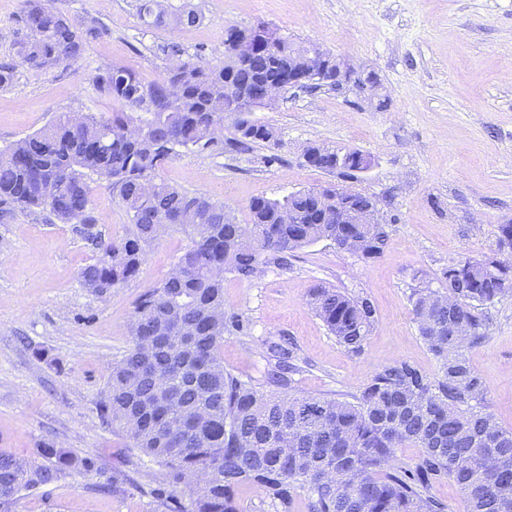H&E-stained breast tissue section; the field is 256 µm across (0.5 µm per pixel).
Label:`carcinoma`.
<instances>
[{
    "label": "carcinoma",
    "mask_w": 512,
    "mask_h": 512,
    "mask_svg": "<svg viewBox=\"0 0 512 512\" xmlns=\"http://www.w3.org/2000/svg\"><path fill=\"white\" fill-rule=\"evenodd\" d=\"M143 25L194 27L188 8L167 17L160 0H138ZM28 34L19 55L36 70L75 62L83 52L78 31L41 0H25ZM238 30L224 33V65L207 68L181 60L162 82L147 83L120 65L96 77L98 89L130 108L107 119L60 115L56 123L0 151V210L39 208L61 224L90 230V189L84 171L119 189L131 228L120 242L100 243L97 261L80 272L86 288L117 286L135 276L145 247L183 207L194 208L192 245L180 257L183 273L142 295L130 323L131 346L109 372L98 401L101 417L116 423L132 447L166 469V487L155 494L169 512H239L236 494L262 492L286 508L305 489L312 512H445L428 489L446 478L462 493V512H512V430L502 428L487 402V389L466 350L486 338L484 306L512 293V224L499 225L496 258L453 259L441 272L454 302L432 299L433 290L412 295L419 335L439 364L430 377L407 361L377 371L353 397L292 393L301 371L293 351L270 347L274 360L269 395L224 369V334L242 331L232 316L220 325L211 311L224 309L221 268L244 277L267 261L288 268L294 253L326 239L357 245V257L380 255L389 233L384 224H319L304 191L281 199L257 197L251 223L238 224L224 204L190 194L158 177L186 141L197 150L244 152L275 139L273 127L242 112L224 113V86L252 92L281 79L300 56L301 44L279 38L274 54L242 60L229 52ZM153 106L142 120L133 111ZM236 118L239 137L214 134L224 116ZM360 151L326 149L310 166L347 178L368 167ZM293 211L301 224L282 223ZM309 305L336 340L361 353L374 322L368 299L317 284ZM421 449L411 463L397 459L405 445ZM38 458L0 451V512H13L23 490L55 482L67 470H92L89 457L45 443ZM190 494L186 507L178 495Z\"/></svg>",
    "instance_id": "cac0c4a2"
}]
</instances>
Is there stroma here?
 <instances>
[{
    "label": "stroma",
    "instance_id": "35a3bbf8",
    "mask_svg": "<svg viewBox=\"0 0 512 512\" xmlns=\"http://www.w3.org/2000/svg\"><path fill=\"white\" fill-rule=\"evenodd\" d=\"M168 14L186 7L202 16L189 28H146L137 0H50L86 37L77 63L41 72L23 64V0H0V149L53 124L64 112L110 116L119 101L94 77L111 65L147 82L163 79L178 46L204 66L224 61V31L268 26L345 58L358 76L375 75L368 94L291 90L274 108L251 112L271 125L275 141L242 153L178 149L161 170L166 182L223 203L237 223L249 204L339 184L374 197L389 241L364 260L321 240L297 252L289 269L264 266L242 278L224 274V307L242 331L225 335L226 370L262 386L268 346L288 338L303 368L298 395L352 398L384 366L409 362L428 375L437 363L413 318L414 288L444 289L441 272L461 255L496 248L499 225L512 222V0H163ZM320 145L371 158L355 178L309 167L303 153ZM278 156L268 165L267 156ZM93 231L61 224L45 211L0 216V450L30 458L51 443L95 458L94 470H69L21 492L15 512H167L154 494L161 467L132 448L96 403L108 372L131 344L137 300L168 277L191 244L173 226L148 247L138 276L99 297L80 270L100 255L98 241L123 238L128 216L105 181L88 175ZM324 284L369 298L375 323L362 354L339 344L308 302ZM487 337L470 349L498 423L512 429V293L484 308Z\"/></svg>",
    "mask_w": 512,
    "mask_h": 512
}]
</instances>
